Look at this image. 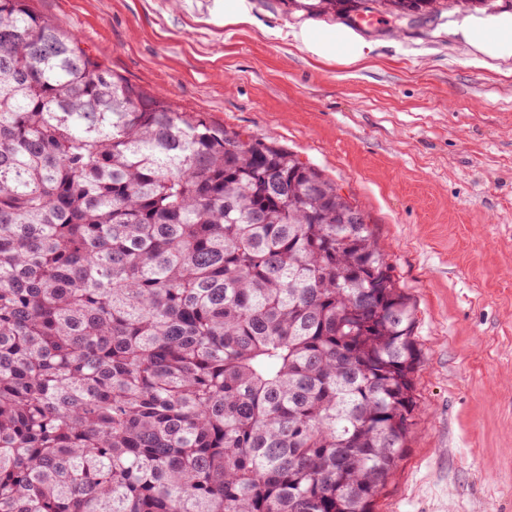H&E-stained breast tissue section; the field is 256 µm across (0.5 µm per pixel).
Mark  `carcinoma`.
<instances>
[{
    "mask_svg": "<svg viewBox=\"0 0 512 512\" xmlns=\"http://www.w3.org/2000/svg\"><path fill=\"white\" fill-rule=\"evenodd\" d=\"M415 324L335 181L0 0V512H372L415 425Z\"/></svg>",
    "mask_w": 512,
    "mask_h": 512,
    "instance_id": "obj_1",
    "label": "carcinoma"
}]
</instances>
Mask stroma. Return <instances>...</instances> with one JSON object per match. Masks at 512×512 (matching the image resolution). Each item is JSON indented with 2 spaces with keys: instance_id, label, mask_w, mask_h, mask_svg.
<instances>
[{
  "instance_id": "35a3bbf8",
  "label": "stroma",
  "mask_w": 512,
  "mask_h": 512,
  "mask_svg": "<svg viewBox=\"0 0 512 512\" xmlns=\"http://www.w3.org/2000/svg\"><path fill=\"white\" fill-rule=\"evenodd\" d=\"M30 0L134 87L273 138L368 212L417 311L407 452L373 512H512V63L436 20L375 15L372 59L295 39L330 15L283 0Z\"/></svg>"
}]
</instances>
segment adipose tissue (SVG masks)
<instances>
[{"label": "adipose tissue", "instance_id": "ef3b65f1", "mask_svg": "<svg viewBox=\"0 0 512 512\" xmlns=\"http://www.w3.org/2000/svg\"><path fill=\"white\" fill-rule=\"evenodd\" d=\"M451 32L481 62L512 61V12L491 16L465 14L453 22ZM298 37L313 55L332 54L346 64L363 61L374 50L371 42L344 26L326 30L317 37L303 28Z\"/></svg>", "mask_w": 512, "mask_h": 512}]
</instances>
